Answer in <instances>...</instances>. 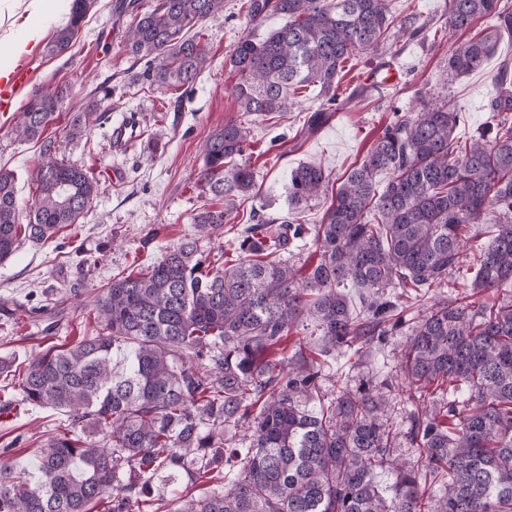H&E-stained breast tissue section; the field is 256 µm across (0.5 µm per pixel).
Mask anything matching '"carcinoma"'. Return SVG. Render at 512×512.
Returning <instances> with one entry per match:
<instances>
[{
  "label": "carcinoma",
  "mask_w": 512,
  "mask_h": 512,
  "mask_svg": "<svg viewBox=\"0 0 512 512\" xmlns=\"http://www.w3.org/2000/svg\"><path fill=\"white\" fill-rule=\"evenodd\" d=\"M66 23L48 52L71 46L95 0H65ZM224 10V0H159L139 16L128 43L144 61L142 78L188 89L208 55L187 36ZM285 23L266 38L241 37L229 50L240 79V111L270 116L295 105L298 90L317 89L312 132L332 114L344 62L374 51L393 27L386 0H247V15ZM492 16L490 31L448 49V74L483 66L503 34L512 36V6L503 0H448L451 30ZM494 81L487 104L497 123L462 142L464 115L451 101L426 104L387 125L363 161L332 193L317 227L318 259L307 271L273 254L302 237L301 205L328 190L318 165L291 171L290 223L261 217L244 228L235 258L218 265L198 238L230 223L235 200L253 187L247 123L232 118L204 146L198 183L224 207L194 216L196 236L168 249L137 275L112 280L95 300L101 329L74 346L35 357L18 381L23 401L60 410L89 429L85 439L56 433L36 467L0 466V512H512V68ZM108 92L73 116L77 138L107 113ZM64 101L38 89L16 128L43 139L31 180L37 186L29 223H18L14 174L0 170V261L20 237L41 242L88 209L99 186L57 157L43 137ZM390 175L377 189L376 177ZM473 224L495 225L478 248L471 288L502 297L472 311L462 298L443 300L412 327L400 363L424 408L402 431L391 386L364 382L356 391L322 388V367L349 340H382L402 325L389 288L419 292L448 282L462 263ZM363 290L353 306L342 287ZM320 331L317 362L306 342L282 345L300 322ZM259 410H254V407ZM250 430L236 439L232 430ZM406 437L417 459L396 455ZM248 447L241 448L239 443ZM391 469L385 494L377 477ZM222 489L189 499L166 485L181 475L199 482L224 473ZM440 483L425 495L420 480ZM163 485L155 487V478Z\"/></svg>",
  "instance_id": "carcinoma-1"
}]
</instances>
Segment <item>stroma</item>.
Masks as SVG:
<instances>
[{
  "label": "stroma",
  "instance_id": "obj_1",
  "mask_svg": "<svg viewBox=\"0 0 512 512\" xmlns=\"http://www.w3.org/2000/svg\"><path fill=\"white\" fill-rule=\"evenodd\" d=\"M157 0H137L124 9L120 0L96 3L71 47L61 55L47 52L57 26L66 21L60 0L51 10L37 12L31 0H0V43H18L29 25L41 38L28 51L36 87L61 89L65 110L55 114L45 134L56 142L57 156L88 171L99 194L76 224L60 229L46 242H21L11 258L0 263V357L24 370L48 348L74 345L95 335L94 299L112 278L137 272L193 232V217L212 207L202 193L197 174L203 163L206 140L237 116L232 89L238 81L229 64V50L239 38L259 40L281 27L282 17L250 22L246 0H224V10L194 27L192 36L208 50L206 69L190 91L182 92L138 79L143 69L126 47L136 15L150 11ZM396 22L412 19L419 33L391 39L377 51L349 59L339 75L341 97L331 119L318 132L307 134L306 122L319 101L305 91L297 104L272 119L251 125L255 186L237 202L223 233L200 239L199 247L211 257L232 256L240 231L252 224L253 214L283 220L293 210L285 200L291 170L304 164L320 165L337 188L361 162L384 127L397 116L419 108L422 101L451 95L467 118L457 134L469 138L491 125L487 101L496 95L493 76L503 62L512 63V39L503 38L484 68L448 80V47L466 41L493 25L484 17L470 32L448 26V0H387ZM108 85L110 119L95 123L85 135L67 134L73 113L84 111L99 85ZM361 96H353L358 86ZM136 115L144 137L128 150L112 149L111 122ZM17 113L0 115V169L15 173L20 223H28L37 195L30 175L40 158V145L17 136ZM327 197L310 202L304 212L308 227L302 239L278 252V259L300 266L314 257V229L329 205ZM490 224L474 227L476 237L449 286L429 288L420 296L401 297L406 324L392 336L371 344L352 341L325 369V390L334 386L357 388L362 380L388 379L395 383L397 406L411 408L409 390L400 376V362L410 326L425 315L434 301L470 297L473 306L494 299V292L472 295L478 245L493 235ZM62 411L23 404L17 381L0 375V460L16 469H32L39 451L52 433L70 428Z\"/></svg>",
  "mask_w": 512,
  "mask_h": 512
}]
</instances>
